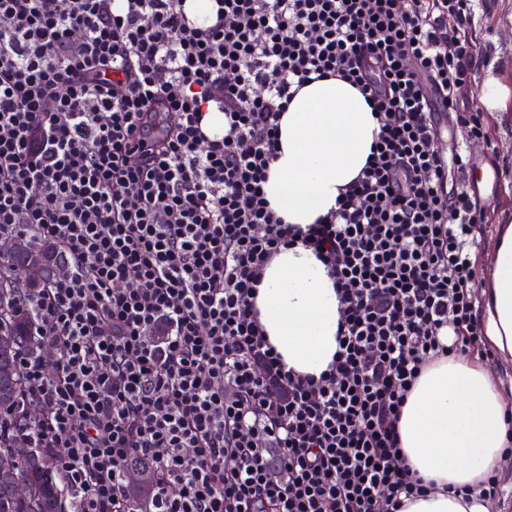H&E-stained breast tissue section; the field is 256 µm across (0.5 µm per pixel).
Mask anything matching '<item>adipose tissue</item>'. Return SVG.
I'll return each mask as SVG.
<instances>
[{
    "label": "adipose tissue",
    "mask_w": 512,
    "mask_h": 512,
    "mask_svg": "<svg viewBox=\"0 0 512 512\" xmlns=\"http://www.w3.org/2000/svg\"><path fill=\"white\" fill-rule=\"evenodd\" d=\"M379 131L360 90L340 78L300 89L279 122L277 159L263 191L285 223H315L334 209L365 168ZM483 328L498 361L512 362V224L502 225L491 276L482 287ZM256 307L288 368L320 375L333 362L344 305L328 267L300 244L281 247L263 272ZM512 397L488 361L443 356L425 366L402 409L400 457L424 478L425 493L400 512H493L480 486L512 458Z\"/></svg>",
    "instance_id": "1"
}]
</instances>
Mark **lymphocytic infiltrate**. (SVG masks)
Wrapping results in <instances>:
<instances>
[{
	"label": "lymphocytic infiltrate",
	"mask_w": 512,
	"mask_h": 512,
	"mask_svg": "<svg viewBox=\"0 0 512 512\" xmlns=\"http://www.w3.org/2000/svg\"><path fill=\"white\" fill-rule=\"evenodd\" d=\"M187 2L0 0V242L60 256L18 294L42 347L19 357L39 411L19 435L63 475L64 512H398L426 488L399 457L408 393L484 341L487 215L447 175L490 138L459 104L478 0H211L207 26ZM332 76L380 131L302 230L262 185L296 88ZM439 108L464 133L449 160ZM288 243L345 305L317 378L287 369L253 306Z\"/></svg>",
	"instance_id": "f902f5d3"
}]
</instances>
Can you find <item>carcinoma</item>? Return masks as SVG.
<instances>
[{
	"instance_id": "obj_1",
	"label": "carcinoma",
	"mask_w": 512,
	"mask_h": 512,
	"mask_svg": "<svg viewBox=\"0 0 512 512\" xmlns=\"http://www.w3.org/2000/svg\"><path fill=\"white\" fill-rule=\"evenodd\" d=\"M57 259L52 245L27 240L17 243L12 253L0 256V460L10 462L6 468L0 467V512H62L61 478L51 471L45 457L14 438L15 422L29 416L21 406L17 357L21 351L38 346L29 316L18 313L14 302L21 288L35 291L45 287V278L27 282L20 273L35 265L48 272ZM18 485L26 486L27 493H16Z\"/></svg>"
}]
</instances>
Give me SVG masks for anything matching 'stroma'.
Returning a JSON list of instances; mask_svg holds the SVG:
<instances>
[{"instance_id":"35a3bbf8","label":"stroma","mask_w":512,"mask_h":512,"mask_svg":"<svg viewBox=\"0 0 512 512\" xmlns=\"http://www.w3.org/2000/svg\"><path fill=\"white\" fill-rule=\"evenodd\" d=\"M475 25L483 45L478 81L497 79L504 88V100L486 108L492 134L491 144L470 145L474 164L486 166L483 179L470 189L491 214L482 237L479 258L483 274H490L498 228L512 224V0H481Z\"/></svg>"}]
</instances>
